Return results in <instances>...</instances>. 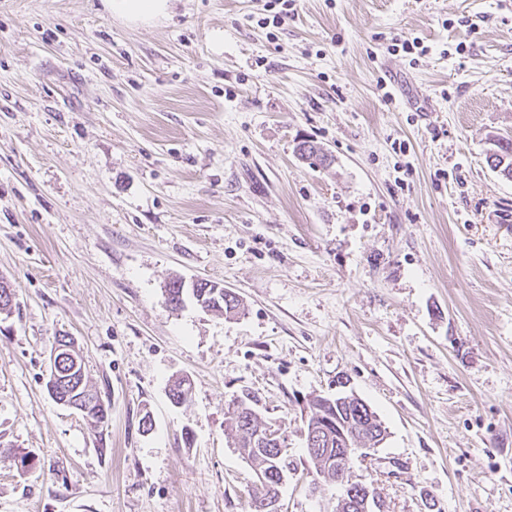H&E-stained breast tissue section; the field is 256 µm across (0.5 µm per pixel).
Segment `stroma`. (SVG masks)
<instances>
[{
	"label": "stroma",
	"mask_w": 512,
	"mask_h": 512,
	"mask_svg": "<svg viewBox=\"0 0 512 512\" xmlns=\"http://www.w3.org/2000/svg\"><path fill=\"white\" fill-rule=\"evenodd\" d=\"M262 5L132 25L0 0V445L31 458L0 456V512H249L228 402L255 394L299 459L341 381L386 428L353 463L384 512H512V181L486 160L512 138V0H297L272 33ZM175 275L238 313L169 308ZM59 335L108 427L50 397ZM280 494L340 491L302 471Z\"/></svg>",
	"instance_id": "stroma-1"
}]
</instances>
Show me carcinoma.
<instances>
[{
  "label": "carcinoma",
  "instance_id": "carcinoma-1",
  "mask_svg": "<svg viewBox=\"0 0 512 512\" xmlns=\"http://www.w3.org/2000/svg\"><path fill=\"white\" fill-rule=\"evenodd\" d=\"M487 162L492 169L508 172L512 177V138L503 137L496 141L495 149L487 155ZM166 305L177 309L191 299L202 303L206 310L233 313L240 309V299L232 291L224 288L216 290L202 288L193 291L183 287V278H171L164 288ZM52 399H67L74 404V410L90 418L91 422L99 426L109 422L111 417L110 403L106 402L99 390L89 384L82 362H73L68 359L60 368L59 377L53 384L50 392ZM191 396V383L179 377L173 381L168 391L172 404L180 405L189 401ZM310 415L308 425L317 427L321 422L328 420L331 436L323 445L306 447L307 469L316 475L327 474L332 478L338 477L341 463L346 454L348 444L365 441L379 436L382 433L381 422L373 418L368 423L358 410V402H346L341 397L334 399L317 396L309 402ZM254 432L264 429V425L255 414H245L239 406L232 405L229 424L225 428V435L231 438L238 446L241 455L246 459L259 476L258 484L250 494L251 504L271 498L278 490L280 473L291 469L293 461L288 459V452H280L277 448H253L249 446L245 437L246 430Z\"/></svg>",
  "mask_w": 512,
  "mask_h": 512
}]
</instances>
